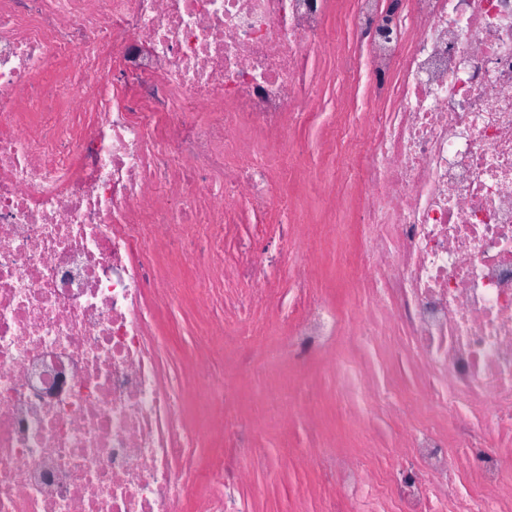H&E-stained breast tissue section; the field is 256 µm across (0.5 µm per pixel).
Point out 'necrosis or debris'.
I'll list each match as a JSON object with an SVG mask.
<instances>
[{
    "instance_id": "obj_1",
    "label": "necrosis or debris",
    "mask_w": 512,
    "mask_h": 512,
    "mask_svg": "<svg viewBox=\"0 0 512 512\" xmlns=\"http://www.w3.org/2000/svg\"><path fill=\"white\" fill-rule=\"evenodd\" d=\"M344 96L364 85L372 134L350 174L370 244L359 262L373 311L361 345L417 358L412 396L366 365L334 366L353 396L412 399L416 424L376 468L327 454L325 512L384 493L394 512H512L489 432L512 433V0H344ZM329 0H0V512H242L249 447L225 415L224 350L307 362L339 332L313 295L286 302L288 258L243 248L240 212L284 208L303 162L291 133L319 108L309 62L336 43ZM180 237L189 257L165 249ZM189 264L188 288L169 273ZM232 273L246 290L224 291ZM192 298L190 379L167 378L153 325ZM233 453L176 471L200 447L191 385ZM493 410L484 422L477 408ZM467 450L450 473L447 425Z\"/></svg>"
}]
</instances>
